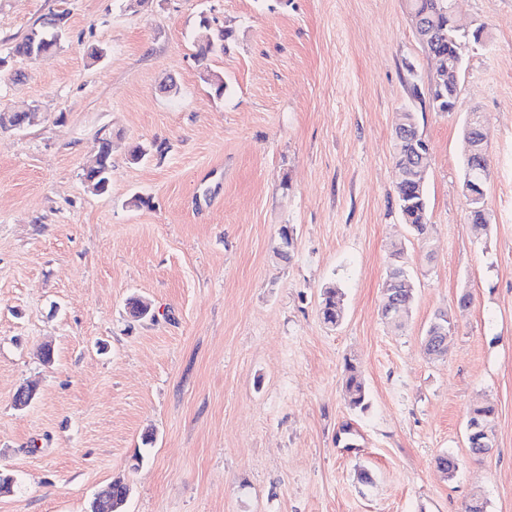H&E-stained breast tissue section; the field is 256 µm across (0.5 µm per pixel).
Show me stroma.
Returning <instances> with one entry per match:
<instances>
[{"instance_id": "1", "label": "stroma", "mask_w": 512, "mask_h": 512, "mask_svg": "<svg viewBox=\"0 0 512 512\" xmlns=\"http://www.w3.org/2000/svg\"><path fill=\"white\" fill-rule=\"evenodd\" d=\"M60 12L55 51L9 55ZM203 16L234 39L202 67ZM458 19L484 38L463 49L459 110L439 112L406 0H0V111H43L0 130V470L15 479L0 512H87L117 478L124 512H512V0H458ZM404 112L429 145L424 237L398 207ZM471 112L486 118L485 234L462 195ZM106 133L97 195L84 170ZM154 140L165 154L132 163ZM397 257L415 288L399 329L380 313ZM330 284L336 327L320 317ZM133 296L154 319L130 316ZM441 312L448 352L429 360ZM348 360L363 411L344 398ZM483 403L496 443L474 459ZM16 112L22 114L20 121H16L14 115ZM41 108L39 105L32 104L22 110L14 112H2L0 114V123H4L7 126H11L14 129H23L27 126H31L39 118L41 114ZM85 179L90 190L97 195L107 192L112 176V141L106 135L99 140L95 160L85 170ZM321 316L324 323L337 326L342 320L341 293L334 285H329L323 290Z\"/></svg>"}]
</instances>
